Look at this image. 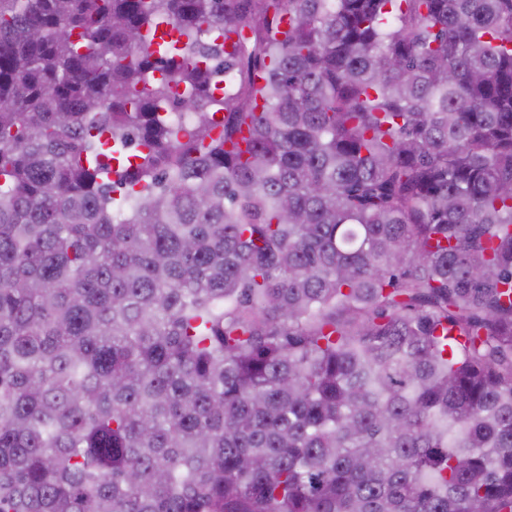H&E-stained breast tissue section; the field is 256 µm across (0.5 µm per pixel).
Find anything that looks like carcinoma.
Masks as SVG:
<instances>
[{
	"label": "carcinoma",
	"mask_w": 512,
	"mask_h": 512,
	"mask_svg": "<svg viewBox=\"0 0 512 512\" xmlns=\"http://www.w3.org/2000/svg\"><path fill=\"white\" fill-rule=\"evenodd\" d=\"M0 512H512V0H0Z\"/></svg>",
	"instance_id": "obj_1"
}]
</instances>
